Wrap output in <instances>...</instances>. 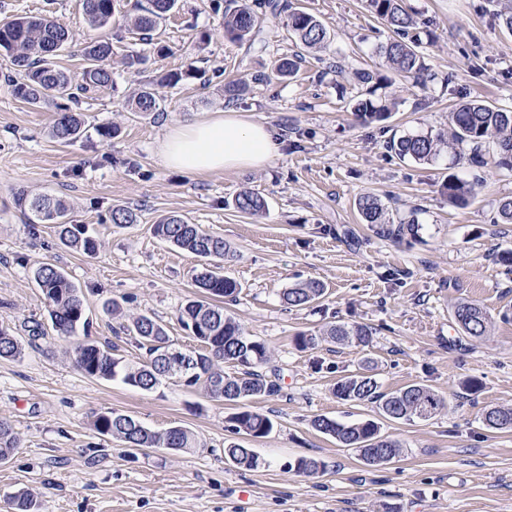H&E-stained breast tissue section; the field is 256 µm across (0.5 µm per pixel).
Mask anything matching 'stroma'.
Returning <instances> with one entry per match:
<instances>
[{
  "label": "stroma",
  "mask_w": 512,
  "mask_h": 512,
  "mask_svg": "<svg viewBox=\"0 0 512 512\" xmlns=\"http://www.w3.org/2000/svg\"><path fill=\"white\" fill-rule=\"evenodd\" d=\"M327 27L325 57L302 52L297 75L257 83L275 57L297 52L285 29L266 32L265 47L252 50L224 37L223 13L213 0H179V11L162 20L153 45L113 44L112 84L82 104L87 128L64 145L49 130L54 105L31 106L17 98L0 55V328L14 332L21 357L0 359V419L18 438L12 457L0 462V512H12L18 490L31 492L39 512H512V431H492L484 409L512 407V274L501 261L512 252V224L497 223L501 199L512 197V171L470 166L441 149L432 162L399 160L387 144L404 135L444 134L456 104L480 100L512 110V33L499 28L498 0H406L421 31L429 77L419 84L392 76L383 93L397 106L389 118L364 124L351 110L360 90L357 72L383 71L376 46L386 28L362 0H304ZM48 14L69 32L56 59L80 79L82 50L90 38L82 0H0V21ZM168 46L153 57L154 44ZM151 54L139 70L128 55ZM338 70H330V63ZM219 68L222 82H205L192 67ZM167 73L173 86L157 87L163 112L132 114V96ZM248 84L244 99L226 101L223 81ZM235 110L270 125L278 157L264 170H229L190 176L164 166L158 145L169 125L209 113ZM115 125L114 139L98 127ZM473 182L464 207L441 193L448 176ZM244 190L267 206L257 215L234 206ZM51 193L67 200L77 223L100 243L95 256L62 246L51 225L30 227L18 194ZM376 196L390 213L417 210V235L384 238L364 224L360 195ZM139 216L116 226L99 217L114 205ZM180 214L224 237L234 257L224 273L242 285L226 311L271 350L281 391L252 400L269 415L273 431L247 439L266 461L247 470L224 459L233 435L226 420L237 407L202 390L167 381L145 392L117 381L82 374L70 340L56 333L34 340L29 321L47 322L43 295L31 279L35 262L60 266L84 294L90 337L112 340V317L104 305L125 299L127 317L151 314L180 348L194 341L177 312L195 290L200 261L150 232L161 216ZM315 279L326 295L306 309L282 303L291 285ZM461 300L479 303L490 331L461 345L452 319ZM340 322L372 326L368 346L322 343L299 349L298 332L320 333ZM370 369L382 390L430 386L446 401L426 421H386L381 432L402 452L391 463L367 466L357 451L317 432L326 416L342 422L374 417L372 405L342 401L337 380ZM480 383L463 390L464 379ZM114 410L155 432L182 426L200 446L193 452L145 448L137 453L99 435L92 422ZM306 457L314 474L289 470Z\"/></svg>",
  "instance_id": "stroma-1"
}]
</instances>
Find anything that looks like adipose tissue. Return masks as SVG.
Wrapping results in <instances>:
<instances>
[{
  "instance_id": "adipose-tissue-1",
  "label": "adipose tissue",
  "mask_w": 512,
  "mask_h": 512,
  "mask_svg": "<svg viewBox=\"0 0 512 512\" xmlns=\"http://www.w3.org/2000/svg\"><path fill=\"white\" fill-rule=\"evenodd\" d=\"M158 155L170 168L195 174L261 170L278 155L271 127L235 111L215 112L187 124L171 125Z\"/></svg>"
}]
</instances>
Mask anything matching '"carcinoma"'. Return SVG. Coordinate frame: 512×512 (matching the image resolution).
<instances>
[{
  "label": "carcinoma",
  "instance_id": "cac0c4a2",
  "mask_svg": "<svg viewBox=\"0 0 512 512\" xmlns=\"http://www.w3.org/2000/svg\"><path fill=\"white\" fill-rule=\"evenodd\" d=\"M119 0H82L85 21L92 30L112 24ZM366 9L389 30L390 35L379 46L386 66L394 73L416 80L427 72L417 21L403 6V0H364ZM178 0H148L143 13L128 19L117 27L116 39L130 38L144 44L152 40L151 33L160 19L173 11ZM279 25L288 35L307 50H321L329 40L325 24L307 8L294 0H231L224 8V38L240 44L254 45L264 25ZM68 31L48 17L18 16L0 23V53L11 59L21 75L14 81V94L31 105L51 102L57 117L50 134L57 141L70 144L83 137L85 122L77 112L83 98L112 84V71L107 61L112 56V43L92 40L84 48L86 66L82 83L72 84L67 73L54 62V57L68 44ZM303 56L295 53L274 61V72L281 77L295 74ZM374 90L354 98L353 112L364 123L380 121L388 114V107L373 97ZM134 112L148 116L162 111V102L155 90L143 87L131 105ZM447 144L468 161L482 167L492 154L493 164L512 171V111L491 104L462 102L450 113L448 137L409 135L391 140L388 149L401 159L429 163L435 159L440 146ZM474 187L467 181L448 177L441 184V193L454 206L464 205ZM18 206L29 225L51 224L58 240L88 256L97 254L100 244L86 224H77L65 199L51 194L35 197L21 195ZM238 210L256 215L266 206L258 194L245 191L235 198ZM357 207L365 223L382 237L399 238L418 232V219L397 222L387 218L379 199L370 194L358 198ZM105 218L114 224H135L136 214L127 208L114 206ZM153 235L203 260L202 270L194 278L197 296L187 300L178 311V321L198 347L188 349L190 372L181 383L186 387L202 388L209 397L233 403L239 411L229 419V428L236 435L261 438L274 427L272 419L250 409L247 402L258 396H273L279 385L266 379L261 368L270 361V350L265 342L251 336L246 328L226 313L224 303L237 301L241 284L222 272L224 259L230 257L231 247L224 238L192 224L182 215L161 217L152 225ZM34 282L40 288L53 330L59 336L73 337L78 331H87L82 292L55 264L45 261L32 271ZM325 288L317 280H307L286 289L282 301L290 307H305L321 302ZM455 324L465 338L482 339L487 334L486 312L476 303L462 300L453 311ZM116 339L130 336L137 341L141 356L127 359L118 354L113 342L100 345L95 341H76L73 347L75 366L90 377L107 381L118 380L126 385L150 392L170 379L166 352L174 347L164 324L151 315L142 314L128 324L113 330ZM373 328L360 323L333 324L320 335L300 332L295 336L298 348L314 349L323 341L338 344L367 346L372 342ZM21 344L8 330L0 329V358L15 359L21 355ZM231 362L239 367L234 374H226L219 363ZM336 397L350 403L373 404L380 417L391 421L428 420L447 407L445 399L432 388L412 384L393 392L381 391L375 375L357 372L336 382ZM486 428L495 431L512 430V408L491 407L482 414ZM94 429L103 436L116 439L126 448H164L185 451L198 447L193 434L175 426L163 433L145 427L132 416L116 411L98 415ZM316 431L335 438L342 446L354 448L367 465H386L400 453L397 442L381 434L380 421L366 419L341 423L332 418L319 417L313 421ZM17 448L12 425L0 420V461ZM224 459L233 465L256 469L265 464L253 451L239 442L224 448ZM14 512H38L37 501L25 490L11 499Z\"/></svg>",
  "mask_w": 512,
  "mask_h": 512
}]
</instances>
